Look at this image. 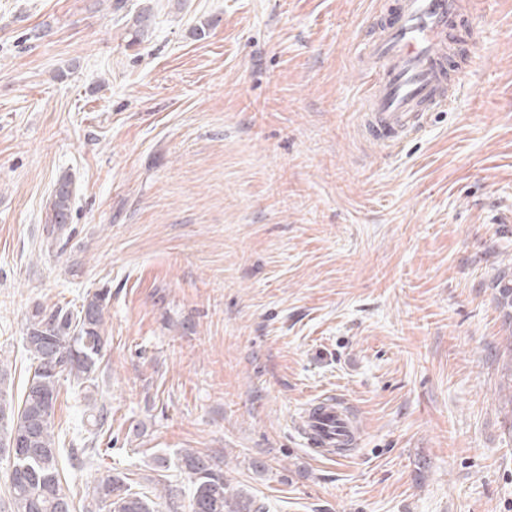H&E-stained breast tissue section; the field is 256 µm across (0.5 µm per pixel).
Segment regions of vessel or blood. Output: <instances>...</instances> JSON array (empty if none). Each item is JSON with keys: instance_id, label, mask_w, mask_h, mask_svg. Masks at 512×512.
Listing matches in <instances>:
<instances>
[{"instance_id": "b4317fda", "label": "vessel or blood", "mask_w": 512, "mask_h": 512, "mask_svg": "<svg viewBox=\"0 0 512 512\" xmlns=\"http://www.w3.org/2000/svg\"><path fill=\"white\" fill-rule=\"evenodd\" d=\"M475 7L474 0H398L388 19L373 27L361 57L367 137L397 150L454 104L461 85L448 79V60L459 50L453 31L464 9ZM352 429L347 406L335 397L311 404L303 421L304 432L327 458Z\"/></svg>"}]
</instances>
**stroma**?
Instances as JSON below:
<instances>
[{"label": "stroma", "mask_w": 512, "mask_h": 512, "mask_svg": "<svg viewBox=\"0 0 512 512\" xmlns=\"http://www.w3.org/2000/svg\"><path fill=\"white\" fill-rule=\"evenodd\" d=\"M397 0H0V355L15 389L36 306L108 289L77 474L172 492L191 448L269 512H512V0H483L454 108L385 153L358 129L359 63ZM151 26L132 41V19ZM71 222L47 246L60 175ZM355 409L349 458L296 427ZM62 382L55 424L83 448ZM492 288L495 291V300L497 307L502 313L504 324L508 327L509 336H506V344L502 351V356H507L509 362L504 368V382L500 385L503 389V405L506 409V416L510 415L512 419V268L505 265L492 282ZM508 392V393H507Z\"/></svg>", "instance_id": "1"}]
</instances>
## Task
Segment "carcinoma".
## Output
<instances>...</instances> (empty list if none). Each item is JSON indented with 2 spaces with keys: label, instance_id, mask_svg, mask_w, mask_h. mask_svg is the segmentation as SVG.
I'll return each mask as SVG.
<instances>
[{
  "label": "carcinoma",
  "instance_id": "1",
  "mask_svg": "<svg viewBox=\"0 0 512 512\" xmlns=\"http://www.w3.org/2000/svg\"><path fill=\"white\" fill-rule=\"evenodd\" d=\"M72 181L61 176L55 185L48 217L47 237L66 230L71 216ZM497 307L509 336L502 356L509 358L504 368L503 405L512 416V267L501 269L492 282ZM109 291H89L81 309L36 308L28 317L23 347L33 360L20 402H15L9 365L0 359V443L15 439L35 452L9 463L8 495L11 512H75L72 481L59 459L64 449L63 434L55 430V404L60 381L78 387L95 385L96 373L107 344L104 311ZM104 408L90 415L86 432L97 438L107 424ZM177 469L192 487L189 512H263L253 497L224 481L211 460L192 449L178 457ZM81 512H154L143 492L132 490L126 478L110 471L102 474L82 501Z\"/></svg>",
  "mask_w": 512,
  "mask_h": 512
}]
</instances>
